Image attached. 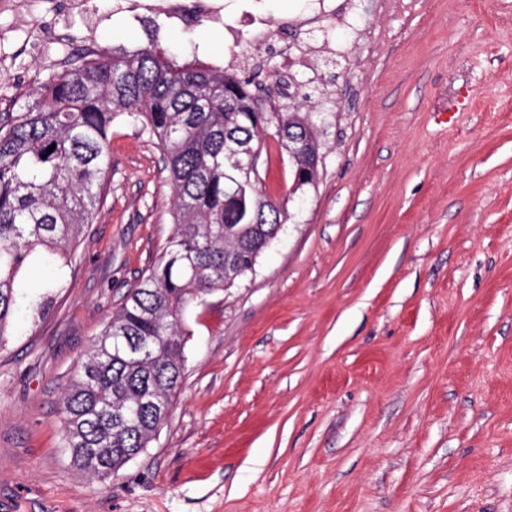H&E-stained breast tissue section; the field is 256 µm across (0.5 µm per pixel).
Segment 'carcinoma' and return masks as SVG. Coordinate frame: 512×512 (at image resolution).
Segmentation results:
<instances>
[{
    "label": "carcinoma",
    "mask_w": 512,
    "mask_h": 512,
    "mask_svg": "<svg viewBox=\"0 0 512 512\" xmlns=\"http://www.w3.org/2000/svg\"><path fill=\"white\" fill-rule=\"evenodd\" d=\"M261 89L152 40L80 58L20 111L0 113V347L27 265H54L43 291L28 297L33 320L49 314L63 287V269L105 200L114 124L140 123L169 171L174 232L164 254L125 295L60 401L71 464L101 482L118 477L171 415L185 377L187 308L237 286L292 218L295 195L312 188L314 173L290 158L288 195L272 202L225 146L230 137L267 154L269 133L281 155L290 135L320 151L319 127L301 107L252 111Z\"/></svg>",
    "instance_id": "cac0c4a2"
}]
</instances>
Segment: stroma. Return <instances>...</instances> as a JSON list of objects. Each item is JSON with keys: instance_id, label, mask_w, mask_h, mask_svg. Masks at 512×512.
<instances>
[{"instance_id": "obj_1", "label": "stroma", "mask_w": 512, "mask_h": 512, "mask_svg": "<svg viewBox=\"0 0 512 512\" xmlns=\"http://www.w3.org/2000/svg\"><path fill=\"white\" fill-rule=\"evenodd\" d=\"M257 0L230 45L126 0H0V102L84 52L146 43L325 87L319 179L237 287L186 314L185 379L108 482L70 464L58 402L174 231L138 122L50 314L0 348V512H512V0ZM296 46L292 61L279 47Z\"/></svg>"}]
</instances>
